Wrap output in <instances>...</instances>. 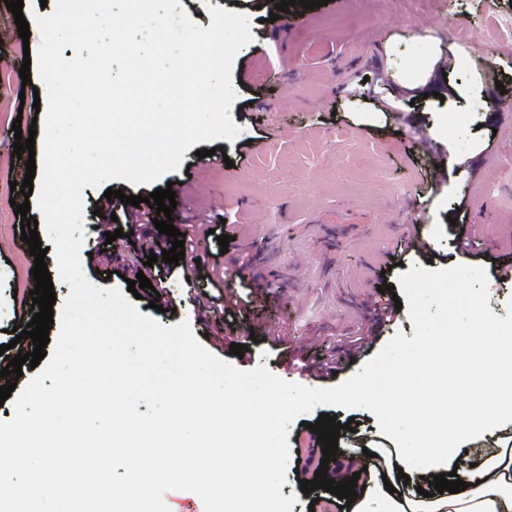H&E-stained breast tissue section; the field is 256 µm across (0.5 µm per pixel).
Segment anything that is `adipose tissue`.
I'll use <instances>...</instances> for the list:
<instances>
[{
	"mask_svg": "<svg viewBox=\"0 0 512 512\" xmlns=\"http://www.w3.org/2000/svg\"><path fill=\"white\" fill-rule=\"evenodd\" d=\"M389 381L388 393L374 404L390 430L408 427L415 441L395 465L437 471L494 423L512 422V336L489 326L477 336L442 327L415 344ZM465 480V491L435 498L404 499L384 489L364 494L353 512H512V465L500 449H483Z\"/></svg>",
	"mask_w": 512,
	"mask_h": 512,
	"instance_id": "obj_1",
	"label": "adipose tissue"
}]
</instances>
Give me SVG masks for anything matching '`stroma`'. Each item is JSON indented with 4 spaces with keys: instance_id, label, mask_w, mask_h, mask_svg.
I'll return each mask as SVG.
<instances>
[{
    "instance_id": "35a3bbf8",
    "label": "stroma",
    "mask_w": 512,
    "mask_h": 512,
    "mask_svg": "<svg viewBox=\"0 0 512 512\" xmlns=\"http://www.w3.org/2000/svg\"><path fill=\"white\" fill-rule=\"evenodd\" d=\"M252 41L236 53V91L230 115L239 128L231 140L215 139L235 167L187 150L179 169L157 184L123 179L82 191L81 270L97 287L127 289L141 254L120 241L103 257L104 240L94 211L106 188L148 196L178 185L180 219L207 222L226 212L231 242L204 236L194 254L209 262L248 255L259 287L252 299L256 327L215 325L197 316L192 300L211 291V278L186 281L182 270L159 269L171 311L149 308L141 289L137 310L159 325L189 322L201 345L237 368L266 367L283 380L302 383L283 366L286 349L266 333L269 317L286 320L289 347L329 354L354 333H372L374 292L397 285L412 267L435 271L461 265L451 242L476 234L483 253L471 265L492 274L512 259V0H424L406 12L400 0H329L302 10L303 23L285 43L275 42L272 23L250 9ZM38 29L22 40L14 17L0 0V176L23 181L24 160L14 152L13 121L29 128L35 115L34 87L23 90L19 69L24 50H37ZM503 82L498 101L484 91ZM248 158L237 162L240 146ZM0 203V345L32 314L28 282L34 259L20 248V191ZM422 212L420 230L430 238L425 255L407 253L402 265L384 271L397 240L394 221ZM413 337L408 311L396 312L377 341L345 362V381L396 334ZM237 337L244 357L224 347Z\"/></svg>"
}]
</instances>
